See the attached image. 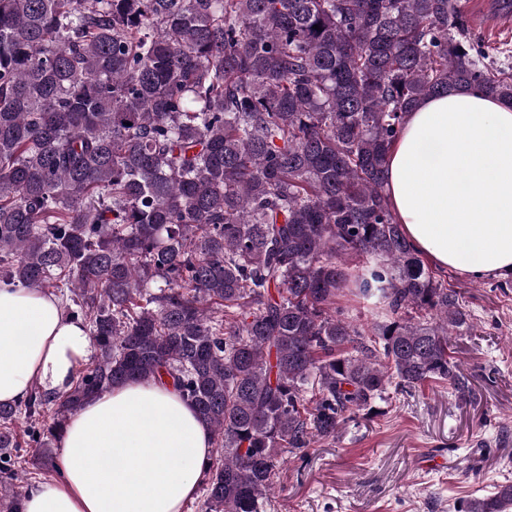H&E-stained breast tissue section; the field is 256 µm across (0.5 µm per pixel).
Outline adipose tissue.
Masks as SVG:
<instances>
[{"instance_id":"adipose-tissue-1","label":"adipose tissue","mask_w":512,"mask_h":512,"mask_svg":"<svg viewBox=\"0 0 512 512\" xmlns=\"http://www.w3.org/2000/svg\"><path fill=\"white\" fill-rule=\"evenodd\" d=\"M403 233L420 256L470 279L512 274V105L471 90L421 101L384 169ZM93 352L54 295L0 287V403L33 387L68 393ZM63 478L33 485L22 512H182L212 453L193 405L155 380L89 400L65 423Z\"/></svg>"}]
</instances>
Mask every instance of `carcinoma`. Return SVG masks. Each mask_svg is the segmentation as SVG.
I'll return each mask as SVG.
<instances>
[{"instance_id": "carcinoma-1", "label": "carcinoma", "mask_w": 512, "mask_h": 512, "mask_svg": "<svg viewBox=\"0 0 512 512\" xmlns=\"http://www.w3.org/2000/svg\"><path fill=\"white\" fill-rule=\"evenodd\" d=\"M451 89L512 105V49L457 0H0V283L52 291L95 350L68 394L0 404L4 478L18 419L49 449L89 399L165 379L212 432L204 512H267L283 454L389 385L472 394L449 352L470 314L381 177ZM458 512H512V483Z\"/></svg>"}]
</instances>
